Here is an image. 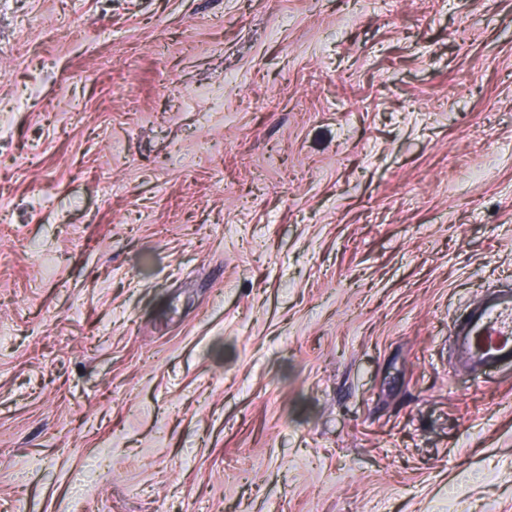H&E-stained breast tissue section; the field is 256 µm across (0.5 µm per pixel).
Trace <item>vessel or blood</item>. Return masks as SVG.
Listing matches in <instances>:
<instances>
[{"label":"vessel or blood","instance_id":"obj_1","mask_svg":"<svg viewBox=\"0 0 512 512\" xmlns=\"http://www.w3.org/2000/svg\"><path fill=\"white\" fill-rule=\"evenodd\" d=\"M451 355L475 377L512 366V289H490L449 331Z\"/></svg>","mask_w":512,"mask_h":512}]
</instances>
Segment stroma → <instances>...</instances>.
Here are the masks:
<instances>
[{"label": "stroma", "instance_id": "1", "mask_svg": "<svg viewBox=\"0 0 512 512\" xmlns=\"http://www.w3.org/2000/svg\"><path fill=\"white\" fill-rule=\"evenodd\" d=\"M512 0H0V512H512ZM449 336L452 357L475 378L512 366V289H488Z\"/></svg>", "mask_w": 512, "mask_h": 512}]
</instances>
